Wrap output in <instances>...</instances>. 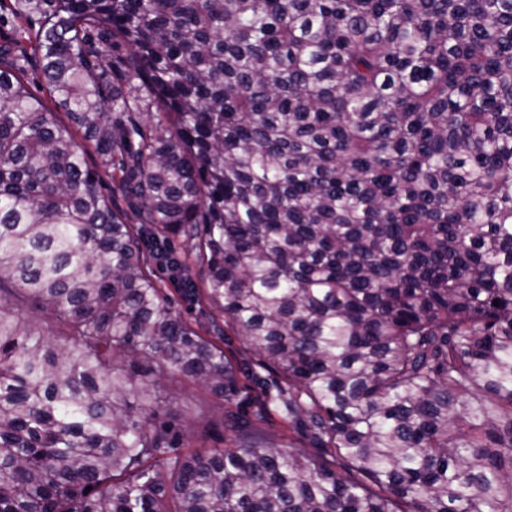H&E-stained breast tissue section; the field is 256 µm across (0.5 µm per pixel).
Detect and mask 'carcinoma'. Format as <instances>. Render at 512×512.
Wrapping results in <instances>:
<instances>
[{
    "mask_svg": "<svg viewBox=\"0 0 512 512\" xmlns=\"http://www.w3.org/2000/svg\"><path fill=\"white\" fill-rule=\"evenodd\" d=\"M1 18L0 512H512V0ZM175 378L317 454L179 442ZM155 274L163 280L162 282L167 284L164 293L169 299L171 310L179 314L186 322L191 323L193 328L199 331L201 335L208 336L205 333V329L209 327L210 320L205 315L204 310L195 303H189L181 298L174 286L168 282V273L166 271L155 270ZM224 352L228 356H234L239 364L252 368L261 376H267V372L257 364V358L252 354L244 341L229 330H226V335L224 336Z\"/></svg>",
    "mask_w": 512,
    "mask_h": 512,
    "instance_id": "cac0c4a2",
    "label": "carcinoma"
}]
</instances>
